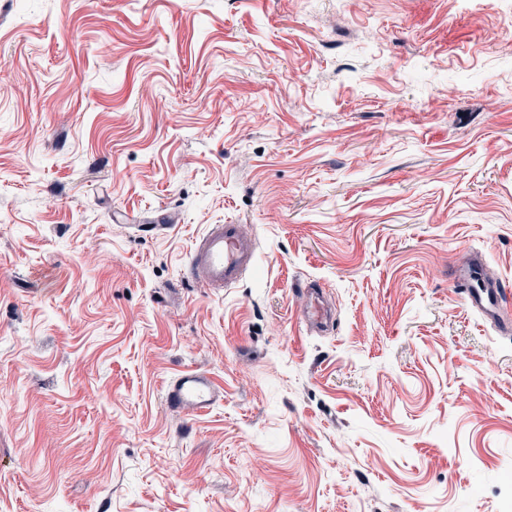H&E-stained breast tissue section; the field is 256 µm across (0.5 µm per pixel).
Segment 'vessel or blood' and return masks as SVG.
I'll list each match as a JSON object with an SVG mask.
<instances>
[{
	"label": "vessel or blood",
	"instance_id": "1",
	"mask_svg": "<svg viewBox=\"0 0 512 512\" xmlns=\"http://www.w3.org/2000/svg\"><path fill=\"white\" fill-rule=\"evenodd\" d=\"M256 246L238 224H211L196 239L187 265L188 276L211 288L236 284L253 265ZM483 268L481 257L470 258L455 268V279L463 284L465 306L504 328L512 327V306L506 301V285L488 281L479 287L469 282ZM306 301L298 313L306 324H321L327 318L316 291L306 290ZM169 406L187 415H202L223 402L224 391L207 372H182L165 385Z\"/></svg>",
	"mask_w": 512,
	"mask_h": 512
}]
</instances>
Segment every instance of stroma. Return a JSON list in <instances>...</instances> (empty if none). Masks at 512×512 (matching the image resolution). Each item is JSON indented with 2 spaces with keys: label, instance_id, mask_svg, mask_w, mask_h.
<instances>
[{
  "label": "stroma",
  "instance_id": "obj_1",
  "mask_svg": "<svg viewBox=\"0 0 512 512\" xmlns=\"http://www.w3.org/2000/svg\"><path fill=\"white\" fill-rule=\"evenodd\" d=\"M474 252L512 282V0H0V512H512ZM256 246L239 224H208L196 239L188 276L210 288L236 284L253 265ZM306 296V302L299 306L298 313L307 325L323 324L327 319V310L321 306L319 294L315 290L305 289L301 291ZM169 406L186 415H203L224 401V391L207 372H182L165 385Z\"/></svg>",
  "mask_w": 512,
  "mask_h": 512
}]
</instances>
